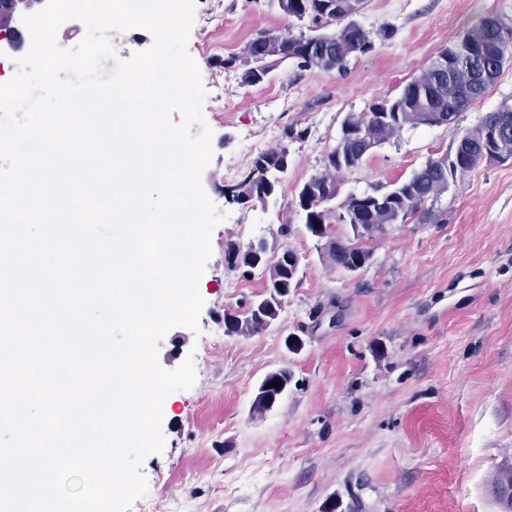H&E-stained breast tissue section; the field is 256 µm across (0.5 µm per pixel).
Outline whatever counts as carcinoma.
<instances>
[{"mask_svg":"<svg viewBox=\"0 0 512 512\" xmlns=\"http://www.w3.org/2000/svg\"><path fill=\"white\" fill-rule=\"evenodd\" d=\"M279 5L286 16L299 22L304 16L311 18L309 28L317 30V34L301 32L293 35L272 30L257 33L248 42L242 57L230 56L219 62L220 66L231 68L238 60H243L241 81L245 85H257L267 76L269 65L265 62L264 47L268 43L277 47L284 60L297 62L300 69L322 74L346 72L352 55L366 53L374 47L370 32L352 20L363 9L364 0H279ZM332 25L338 26L336 37L324 38L319 30ZM452 101L448 89L441 87L435 76L425 69L396 97L372 104L369 112L374 114V119L370 123H365L364 114L360 113L349 115L345 124L365 127L370 137L383 145L400 133L419 112H446L451 107L462 112L463 108L452 106ZM492 124H502L511 129L512 109L486 115L473 130V135H480L485 127ZM361 148L362 143L351 139L336 142L327 155L325 169L295 189L297 205L305 215L307 232L325 240L323 257L343 271L351 269L359 261L367 262L370 253L334 238L333 225L349 224L354 236L362 238L382 230L383 225L395 217L402 224L409 216L415 215L420 219L426 213L422 205L427 194L447 181L448 173H457L455 167L447 170L441 166H430L415 171L402 182L365 192L361 199L349 194L334 205L332 201L338 196L335 173L341 170L335 157L357 154ZM288 156L286 144L257 155L244 179L232 188L233 199L245 204L273 198L284 169L288 167ZM262 251L265 256L260 259L250 247L243 249L234 243L227 245L226 257L231 266L249 269L259 266L264 276L263 291L259 295L242 301L236 309L224 311V328L230 336H252L268 329L279 318L290 290L299 284L300 264L295 251L285 249L276 253L266 243ZM291 380L292 374L286 368L267 373L256 389L251 403L252 413L263 415L271 410L288 391ZM276 382L279 383L277 388L274 387ZM269 383L272 384L270 388L267 387ZM494 489L503 512H512V468L499 472Z\"/></svg>","mask_w":512,"mask_h":512,"instance_id":"carcinoma-1","label":"carcinoma"}]
</instances>
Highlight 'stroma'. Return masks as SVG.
Masks as SVG:
<instances>
[{"instance_id": "35a3bbf8", "label": "stroma", "mask_w": 512, "mask_h": 512, "mask_svg": "<svg viewBox=\"0 0 512 512\" xmlns=\"http://www.w3.org/2000/svg\"><path fill=\"white\" fill-rule=\"evenodd\" d=\"M488 15L512 22V0H366L357 22L391 36H376L345 74L286 61L245 86L240 68L219 60L259 31L297 34L300 24L279 0H195L188 52L213 150L201 183L227 217L199 281L198 331L176 327L159 344L164 369L190 356L197 380L167 396L164 448L142 463L152 512H501L491 482L512 467V160L457 175L430 218L362 239L370 259L354 273L326 265L295 198L347 115L397 96ZM505 106L512 64L456 128L403 129L343 170L340 195L408 178ZM292 129L305 137L289 143L274 199L232 201L251 165L242 144L271 148ZM259 238L300 255V282L265 332L229 336L225 309L261 293L263 279L230 268L225 250ZM290 336L301 351L287 348ZM282 367L292 373L287 393L254 415L256 387Z\"/></svg>"}]
</instances>
